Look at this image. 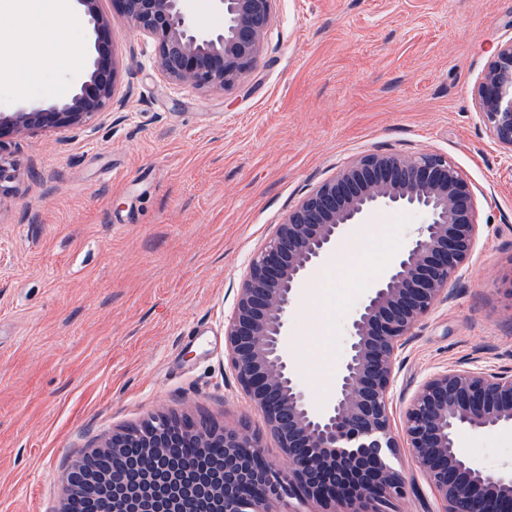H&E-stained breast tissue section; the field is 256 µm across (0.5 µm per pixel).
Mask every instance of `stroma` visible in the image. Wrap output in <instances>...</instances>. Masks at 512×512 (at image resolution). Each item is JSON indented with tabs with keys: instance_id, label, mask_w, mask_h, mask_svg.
I'll use <instances>...</instances> for the list:
<instances>
[{
	"instance_id": "obj_1",
	"label": "stroma",
	"mask_w": 512,
	"mask_h": 512,
	"mask_svg": "<svg viewBox=\"0 0 512 512\" xmlns=\"http://www.w3.org/2000/svg\"><path fill=\"white\" fill-rule=\"evenodd\" d=\"M512 36V0H275L252 70L208 94L164 82L150 39L85 21L47 28L0 109L66 97L71 46L110 44L114 103L84 132L15 138L23 174L0 206V512H60L62 475L113 430L149 414L186 415L260 434L237 383L224 323L250 259L289 211L354 155L448 156L475 192L480 232L450 301L399 349L395 436L430 374L512 368V159L476 114L475 87ZM420 214L380 210L347 225L343 271L299 286L286 350L311 405L326 407L347 324L404 249ZM462 456L512 463V428L460 431ZM400 512L444 506L407 449Z\"/></svg>"
}]
</instances>
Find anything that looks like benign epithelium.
<instances>
[{"label": "benign epithelium", "instance_id": "7a95c632", "mask_svg": "<svg viewBox=\"0 0 512 512\" xmlns=\"http://www.w3.org/2000/svg\"><path fill=\"white\" fill-rule=\"evenodd\" d=\"M94 34L117 21L150 38L153 65L172 85L201 93L238 84L253 68L272 21L273 0H212L220 27L198 29L187 0H118L112 18L99 0H74ZM97 58L70 95L53 104L0 111V202L20 178L1 154L6 139L48 129L87 128L112 107L116 72ZM477 115L512 158V37L498 43L475 91ZM381 208L420 212L423 222L371 288L347 327V353L336 374L331 404L318 410L293 376L284 348L286 315L297 288L348 224ZM471 183L447 157L364 152L308 194L251 260L224 346L241 388L261 411L288 460V470L265 453L260 435L246 428L198 423L169 413L112 432L91 454L112 457V472L87 480L112 495V512H294L290 500H316L345 512H397L404 476L388 463L398 447L388 401L403 339L438 304L451 298L479 235ZM512 427V371L448 368L427 377L405 410L407 448L444 512H512V466L491 471L462 457L456 434ZM239 448L224 453V468L203 483L180 472L169 448ZM139 448L159 472L143 473L125 454Z\"/></svg>", "mask_w": 512, "mask_h": 512}]
</instances>
